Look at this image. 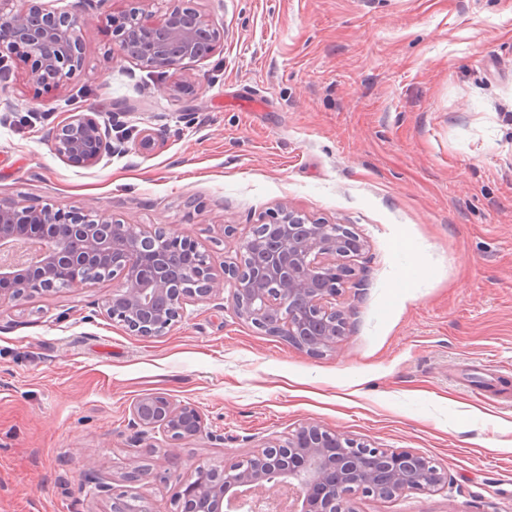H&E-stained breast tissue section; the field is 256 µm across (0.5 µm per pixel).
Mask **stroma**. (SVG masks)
<instances>
[{"label":"stroma","instance_id":"stroma-1","mask_svg":"<svg viewBox=\"0 0 512 512\" xmlns=\"http://www.w3.org/2000/svg\"><path fill=\"white\" fill-rule=\"evenodd\" d=\"M169 5L87 0L82 68L53 91L0 59V205L162 228L217 267L286 206L349 225L364 284L337 297L347 334L319 357L224 299L134 335L97 312L109 279L1 305L0 512H112L88 460L115 492L173 512L195 465L305 422L448 475L357 497V512H512V0H194L221 35L212 56L165 73L112 55L108 14ZM74 110L104 125L123 113L159 144L69 165L48 131ZM146 393L195 404L210 433L130 483L129 408Z\"/></svg>","mask_w":512,"mask_h":512}]
</instances>
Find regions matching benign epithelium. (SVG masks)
Instances as JSON below:
<instances>
[{"label": "benign epithelium", "mask_w": 512, "mask_h": 512, "mask_svg": "<svg viewBox=\"0 0 512 512\" xmlns=\"http://www.w3.org/2000/svg\"><path fill=\"white\" fill-rule=\"evenodd\" d=\"M0 0V48L21 55L29 80L55 89L82 66L85 18L82 13L49 11L38 0ZM174 0L162 14L112 12L104 32L112 56L131 58L164 72L186 60L211 56L220 41L191 7ZM128 135L105 132L97 112H71L50 132L53 153L84 167L128 151ZM156 133L144 128L135 138L140 151L156 148ZM26 242L39 248L30 262H0V306L33 298L61 282L88 284L93 266L112 267L120 284L100 314L142 337H159L184 318L185 304L229 291L228 301L242 321L279 336L310 356L336 350L345 336V313L331 306L345 285L362 278L351 261L365 243L346 224H330L280 207L272 219L243 241L238 259L216 269L206 257L178 263L172 249L197 246L174 233L144 230L110 216L49 207H0V244ZM132 427L143 452H158L154 434L172 445L208 433L205 415L189 402L147 393L130 406ZM84 477L100 496L111 486L91 462ZM447 482L425 457L410 449L376 448L316 423H304L284 438H269L251 455L230 464L199 463L179 481L176 512H230L231 505L255 495L253 512H356V495L386 499L408 491H432ZM112 495V512H146Z\"/></svg>", "instance_id": "7a95c632"}]
</instances>
